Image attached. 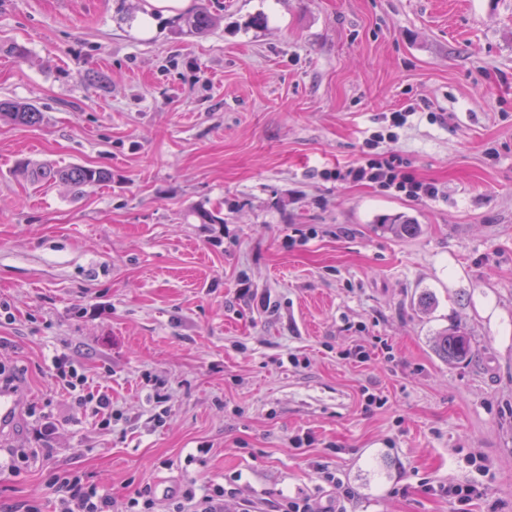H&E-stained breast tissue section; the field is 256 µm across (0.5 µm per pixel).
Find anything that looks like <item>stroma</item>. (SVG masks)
I'll list each match as a JSON object with an SVG mask.
<instances>
[{
  "label": "stroma",
  "instance_id": "1",
  "mask_svg": "<svg viewBox=\"0 0 512 512\" xmlns=\"http://www.w3.org/2000/svg\"><path fill=\"white\" fill-rule=\"evenodd\" d=\"M202 2L207 34L145 35L146 0H0V99L42 114L0 120V365L25 396L0 512H54L59 470L110 512L191 481L223 512H512V0ZM408 105L378 150L437 199L330 180ZM24 158L112 180L34 184ZM457 323L477 356L450 363ZM57 356L111 420L72 413ZM464 483L461 508L434 491ZM0 116H6L15 123L36 125L40 122L41 112L29 103L17 100H1Z\"/></svg>",
  "mask_w": 512,
  "mask_h": 512
}]
</instances>
